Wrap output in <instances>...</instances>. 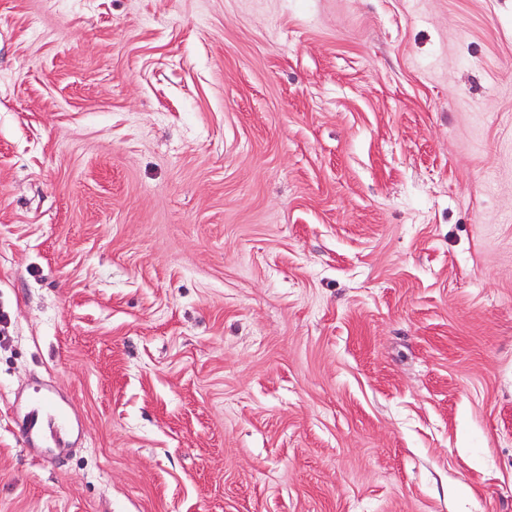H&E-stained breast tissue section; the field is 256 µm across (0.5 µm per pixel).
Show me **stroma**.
Segmentation results:
<instances>
[{"label": "stroma", "mask_w": 512, "mask_h": 512, "mask_svg": "<svg viewBox=\"0 0 512 512\" xmlns=\"http://www.w3.org/2000/svg\"><path fill=\"white\" fill-rule=\"evenodd\" d=\"M0 512H512V0H0ZM69 412L41 394L30 407L22 421L23 436L30 438L33 435L57 438L66 433L68 429Z\"/></svg>", "instance_id": "obj_1"}]
</instances>
